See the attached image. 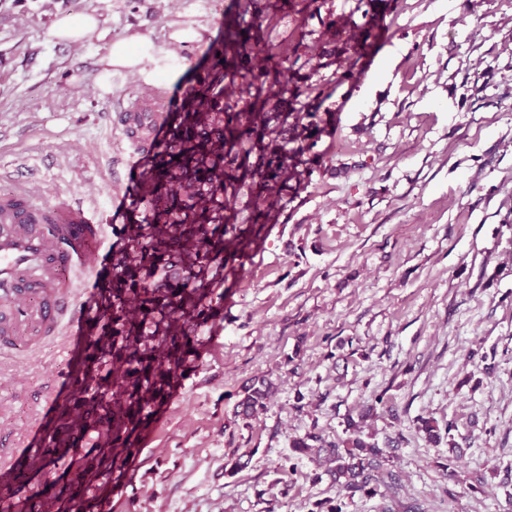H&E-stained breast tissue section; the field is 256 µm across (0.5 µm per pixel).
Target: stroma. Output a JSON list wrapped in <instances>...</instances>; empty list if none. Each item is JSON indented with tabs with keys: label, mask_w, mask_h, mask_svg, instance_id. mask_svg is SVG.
I'll return each mask as SVG.
<instances>
[{
	"label": "stroma",
	"mask_w": 512,
	"mask_h": 512,
	"mask_svg": "<svg viewBox=\"0 0 512 512\" xmlns=\"http://www.w3.org/2000/svg\"><path fill=\"white\" fill-rule=\"evenodd\" d=\"M237 4L0 0V198L23 183L94 197L112 226L101 251H121L132 214L112 197L147 158L127 151L118 114L152 92L181 98ZM355 6L281 0L256 33L277 61L335 80L321 106L332 122L219 284L221 315L112 475L105 512H512V0H380L388 32L361 59L322 39ZM62 14L96 15L98 30L56 41ZM133 37L153 45L145 74L99 79L100 58ZM314 44L318 69L306 63ZM351 67L358 79L341 80ZM82 364L61 336L0 352V439L23 447L46 399L67 401L49 395L57 375L76 392ZM255 377L273 396L234 416ZM363 412L387 451L375 496L291 449L310 433L347 439Z\"/></svg>",
	"instance_id": "stroma-1"
}]
</instances>
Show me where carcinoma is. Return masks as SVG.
<instances>
[{
    "label": "carcinoma",
    "instance_id": "obj_1",
    "mask_svg": "<svg viewBox=\"0 0 512 512\" xmlns=\"http://www.w3.org/2000/svg\"><path fill=\"white\" fill-rule=\"evenodd\" d=\"M358 0L372 48L385 27ZM267 4L245 0L224 12V43L212 46L170 119V137L149 159L141 176L142 219L123 226L124 250L114 259L117 275L102 315L100 333L87 353L79 396L69 405V426L86 439L83 456L56 444L37 461L49 475L62 471L69 486L84 488L87 502L136 451L133 433L175 388L196 354L197 331L216 314L215 286L224 268L260 237L245 238L236 200L242 189L266 203L254 207L250 227L270 221L273 206L297 178L293 159L325 132L319 109L328 83L301 87L299 70L269 56L254 63L252 35L240 14L261 19ZM294 86L312 101L283 111L272 87ZM270 384L254 381L242 389L235 415L244 418L266 407ZM344 452H339V448ZM331 473L349 491L378 494L383 449L354 434L333 446ZM8 480L0 482V512L19 507Z\"/></svg>",
    "mask_w": 512,
    "mask_h": 512
}]
</instances>
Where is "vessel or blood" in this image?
<instances>
[{
	"label": "vessel or blood",
	"instance_id": "b4317fda",
	"mask_svg": "<svg viewBox=\"0 0 512 512\" xmlns=\"http://www.w3.org/2000/svg\"><path fill=\"white\" fill-rule=\"evenodd\" d=\"M176 103L168 97L130 100L118 118L129 126L136 112L148 110L152 131L147 145L159 149L165 141L166 120ZM106 227L95 208L81 201L58 202L35 186H22L14 202L0 205V349L12 348L20 336L40 340L66 335L77 346L86 325L99 315L82 294L100 261ZM29 448L0 456V471L22 478L43 425L30 430Z\"/></svg>",
	"mask_w": 512,
	"mask_h": 512
}]
</instances>
